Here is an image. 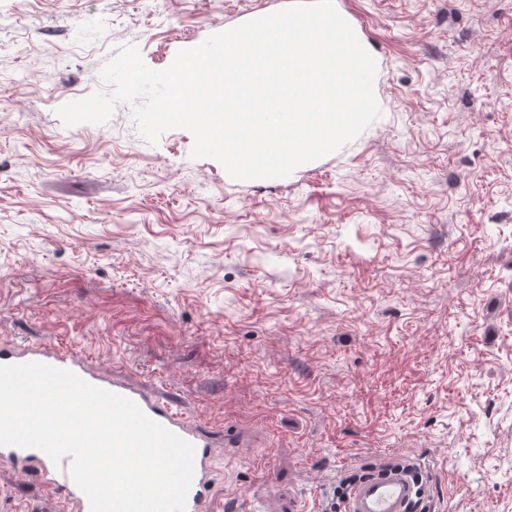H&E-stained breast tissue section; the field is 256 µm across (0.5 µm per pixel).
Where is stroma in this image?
<instances>
[{"instance_id": "1", "label": "stroma", "mask_w": 512, "mask_h": 512, "mask_svg": "<svg viewBox=\"0 0 512 512\" xmlns=\"http://www.w3.org/2000/svg\"><path fill=\"white\" fill-rule=\"evenodd\" d=\"M289 0H0V344L51 342L185 412L213 512H323L401 457L430 512H512V0H338L387 110L279 179L56 114ZM0 512H69L0 463Z\"/></svg>"}]
</instances>
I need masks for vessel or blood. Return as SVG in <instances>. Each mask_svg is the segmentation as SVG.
<instances>
[{
    "label": "vessel or blood",
    "instance_id": "1",
    "mask_svg": "<svg viewBox=\"0 0 512 512\" xmlns=\"http://www.w3.org/2000/svg\"><path fill=\"white\" fill-rule=\"evenodd\" d=\"M29 361L43 362L71 370L95 386L132 399L147 416L190 442L195 448L194 476L187 497L186 512H209L212 500L213 444L195 422L187 419L173 406L157 397L146 395L123 382L110 381L91 372L82 358L61 352L52 344L0 347V364ZM31 458L40 463L38 474L42 482L49 489L64 495L71 512H90L86 496L67 473L69 458H62L60 464L56 465L45 454L34 449L0 447L1 460L18 461ZM416 492L415 483L405 472L389 470L377 473L354 488L346 502L345 510L346 512H410Z\"/></svg>",
    "mask_w": 512,
    "mask_h": 512
}]
</instances>
